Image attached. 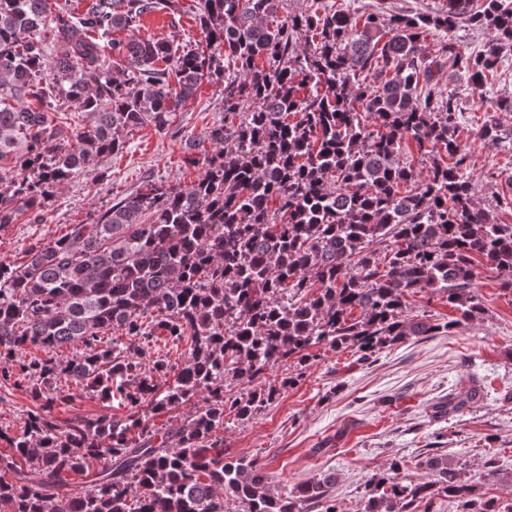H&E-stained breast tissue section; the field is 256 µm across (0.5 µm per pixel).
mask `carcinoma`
<instances>
[{
    "mask_svg": "<svg viewBox=\"0 0 512 512\" xmlns=\"http://www.w3.org/2000/svg\"><path fill=\"white\" fill-rule=\"evenodd\" d=\"M203 41L113 38L180 0H88L74 15L55 0H0V227L38 224L55 190L100 180L123 150L118 133L172 118L204 81L224 87V116L185 163L184 187L146 180L23 265L0 261V381L31 399L19 430L0 428V512H337L335 477L288 494L261 464L224 457V425L255 418L296 385L322 346L372 363L410 337L436 336L483 315L484 273L512 289V224L474 201L459 140L462 112L434 71L477 87L512 50V0H445L436 12H340L308 0H193ZM477 26L466 51L449 38ZM439 35L440 55L423 41ZM110 63L101 64L103 53ZM69 102L93 116L66 136L49 113ZM476 136L512 143L487 120ZM415 141L426 175L402 158ZM446 295L460 317L408 318V297ZM190 340L172 366L150 350ZM291 366L274 378L269 372ZM175 372L164 390L156 377ZM249 386L231 393L227 380ZM204 405L175 423L152 419ZM79 397L118 417L55 409ZM470 389L435 406L462 413ZM374 470L361 512H415L444 493L457 512H512L484 500L458 463Z\"/></svg>",
    "mask_w": 512,
    "mask_h": 512,
    "instance_id": "carcinoma-1",
    "label": "carcinoma"
}]
</instances>
